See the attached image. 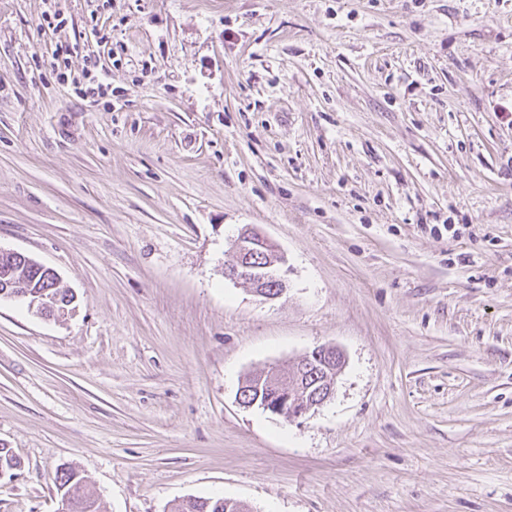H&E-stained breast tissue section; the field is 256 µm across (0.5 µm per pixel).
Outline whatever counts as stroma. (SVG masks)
I'll return each mask as SVG.
<instances>
[{
    "label": "stroma",
    "mask_w": 512,
    "mask_h": 512,
    "mask_svg": "<svg viewBox=\"0 0 512 512\" xmlns=\"http://www.w3.org/2000/svg\"><path fill=\"white\" fill-rule=\"evenodd\" d=\"M58 4L0 0V248L77 305L0 301V512H512V0ZM325 343L306 419L239 403ZM233 260L225 265L226 279L246 284L264 300L279 298L287 289L281 276L286 258L260 229L248 227L234 240ZM75 470L76 469L67 468L56 473L55 483L57 485V489L64 495L61 497V507L58 510L59 512L92 510L87 503L81 502L80 504H77L74 501L87 500L93 495V491L86 484L85 477L79 475ZM92 503L96 506L91 512H104L102 503L98 496H96ZM193 503L187 506L182 501L179 503L175 512H245L247 511L244 505L234 502L231 500L224 499L223 497L218 498H190ZM224 501H231V506L226 509Z\"/></svg>",
    "instance_id": "stroma-1"
}]
</instances>
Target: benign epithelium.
<instances>
[{
	"instance_id": "benign-epithelium-1",
	"label": "benign epithelium",
	"mask_w": 512,
	"mask_h": 512,
	"mask_svg": "<svg viewBox=\"0 0 512 512\" xmlns=\"http://www.w3.org/2000/svg\"><path fill=\"white\" fill-rule=\"evenodd\" d=\"M232 250L233 260L224 267L225 278L246 284L251 292L265 300L277 299L286 291L281 276L286 258L260 229L249 227L241 232ZM22 296L29 299L32 313L46 315V307L50 306L46 297L0 291L3 299ZM343 363L344 355L337 346L318 345L297 362L277 365L276 377L267 383L264 394L253 397L242 387L238 400L245 407L257 406L289 423L295 422L332 397L335 373Z\"/></svg>"
}]
</instances>
